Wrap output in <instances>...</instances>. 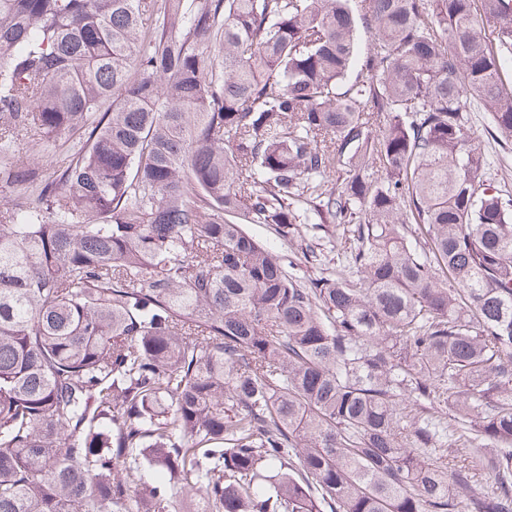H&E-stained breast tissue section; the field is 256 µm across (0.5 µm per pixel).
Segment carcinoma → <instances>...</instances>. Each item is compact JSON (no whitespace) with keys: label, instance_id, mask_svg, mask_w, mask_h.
I'll list each match as a JSON object with an SVG mask.
<instances>
[{"label":"carcinoma","instance_id":"1","mask_svg":"<svg viewBox=\"0 0 512 512\" xmlns=\"http://www.w3.org/2000/svg\"><path fill=\"white\" fill-rule=\"evenodd\" d=\"M508 64L512 0H0V150L69 140L0 170V512H512ZM469 122L475 144L489 162L483 179L512 196V138L499 135L490 123L488 112L481 109L469 112ZM18 157L31 168L42 169L47 162L61 158V151L57 142L17 141L10 151L0 153V168L10 166Z\"/></svg>","mask_w":512,"mask_h":512}]
</instances>
